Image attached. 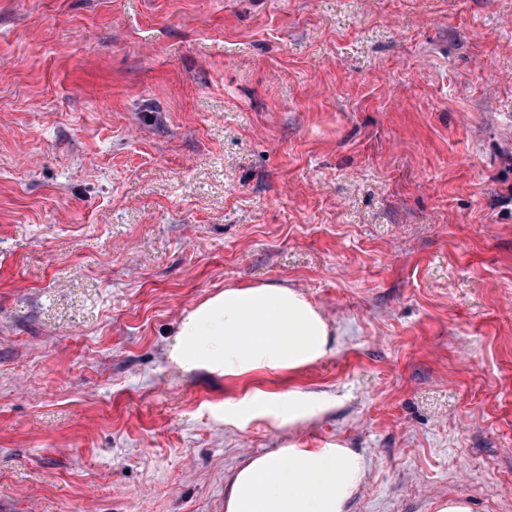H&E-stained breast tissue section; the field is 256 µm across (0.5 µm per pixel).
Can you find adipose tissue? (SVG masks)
<instances>
[{
  "instance_id": "1",
  "label": "adipose tissue",
  "mask_w": 512,
  "mask_h": 512,
  "mask_svg": "<svg viewBox=\"0 0 512 512\" xmlns=\"http://www.w3.org/2000/svg\"><path fill=\"white\" fill-rule=\"evenodd\" d=\"M332 329L323 312L296 289L278 284L228 287L197 305L182 320L169 358L179 368L205 369L227 378L295 371L326 355ZM241 410L286 411L306 418L296 397L258 389ZM366 476V463L352 449L281 448L251 457L224 489L226 512H348Z\"/></svg>"
}]
</instances>
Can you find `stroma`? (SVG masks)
Wrapping results in <instances>:
<instances>
[{
  "label": "stroma",
  "instance_id": "stroma-1",
  "mask_svg": "<svg viewBox=\"0 0 512 512\" xmlns=\"http://www.w3.org/2000/svg\"><path fill=\"white\" fill-rule=\"evenodd\" d=\"M253 2L0 0V512H225L336 443L350 512H512V0ZM261 283L324 358L170 364ZM239 405L241 410L249 415L258 414L264 408L288 411V422H297L310 414L308 407L298 398L291 395H288V398H283L279 395L265 393L260 389L247 392Z\"/></svg>",
  "mask_w": 512,
  "mask_h": 512
}]
</instances>
